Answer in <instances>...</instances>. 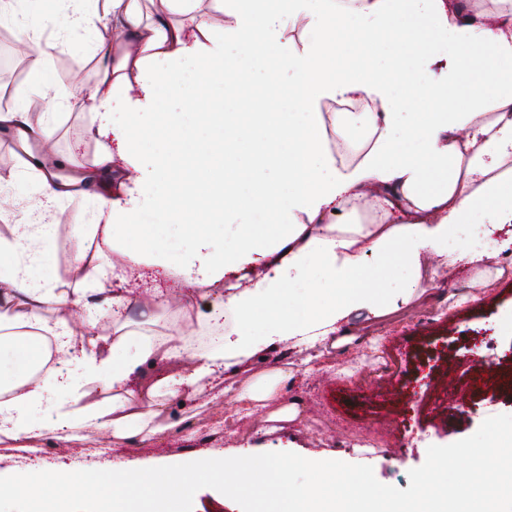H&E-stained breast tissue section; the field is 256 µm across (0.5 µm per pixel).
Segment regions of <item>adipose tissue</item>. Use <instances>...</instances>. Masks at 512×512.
Masks as SVG:
<instances>
[{
    "label": "adipose tissue",
    "mask_w": 512,
    "mask_h": 512,
    "mask_svg": "<svg viewBox=\"0 0 512 512\" xmlns=\"http://www.w3.org/2000/svg\"><path fill=\"white\" fill-rule=\"evenodd\" d=\"M199 0H172L188 23L152 12L147 0H87L59 12L55 0H0V23L18 5L31 16L61 17L64 33L90 30L112 16L111 56L91 89L75 86L69 108L93 115L101 145L98 172L123 165L128 175L100 199L102 247L78 244L71 263L104 304L116 308L112 333L88 339L66 322L48 323L44 308H87L85 296L35 277L19 255L26 237H48L50 224L22 212L11 238L0 237V352L24 353L0 402V444L70 438L99 425L126 448L169 428L160 399L189 402L245 376L237 400L268 421H290L293 407L271 410L294 374L273 367L254 375L261 355L343 344L351 317L379 319L427 291L420 270L463 265L480 279L512 262V9L463 12L460 0H220L221 36H214ZM304 29L302 50L293 33ZM42 27L19 40L30 60L32 94L48 104L57 81L42 48ZM139 85L138 99L119 87ZM429 111H419L421 99ZM178 103L161 112L159 100ZM361 101L362 112L322 113L323 101ZM490 111H481V104ZM366 145L362 159L337 162L328 130ZM365 205L377 218L343 224L335 216ZM158 214L187 241L171 258L167 241L147 219ZM490 237L492 249L449 248L456 232ZM231 245L215 251L217 238ZM125 267L146 264L183 278L176 298L191 314L192 293L217 284L223 306L206 350L189 351L183 334L155 341L120 316L126 296L109 286L110 254ZM55 340L68 372L47 368L41 337ZM175 363L171 375L141 380L148 366ZM112 386V405L64 409L77 379Z\"/></svg>",
    "instance_id": "1"
}]
</instances>
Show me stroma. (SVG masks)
<instances>
[{
	"instance_id": "obj_1",
	"label": "stroma",
	"mask_w": 512,
	"mask_h": 512,
	"mask_svg": "<svg viewBox=\"0 0 512 512\" xmlns=\"http://www.w3.org/2000/svg\"><path fill=\"white\" fill-rule=\"evenodd\" d=\"M104 35L101 29L72 33L69 50L52 54L61 99L51 108L30 97L29 60L14 59L0 69V97L7 100L6 110L25 101L36 110L35 124L53 131L56 152L65 160L59 173L66 179L93 169L91 154L99 149L98 141L85 133L90 114L70 110L65 98L72 87L70 72L85 70L91 84L109 66V59L96 51ZM28 158L17 149H0V193L23 205L34 203L40 193V175L27 167ZM96 193V188L84 191L76 186L62 195L48 218L59 226V233L37 244L43 272L51 274L59 289L71 293L84 286L82 279L69 275L72 232L94 223ZM421 279L428 291L418 304L391 312L377 323L355 320L353 343L326 350L313 372H306L303 354L284 349L256 360L254 370L275 365L296 375L282 402H298L301 414L280 428L262 433L257 418L242 412L228 415L232 399L228 393L184 406L169 400L164 409L171 427L165 435L116 448L106 431L88 425L66 441L39 440V447L46 450L40 465L47 471L63 463L75 471L141 469L160 466L170 458L190 462L203 453L220 458L228 448L276 452L291 440L311 459L336 455L351 464H366L383 484L407 489L410 470L424 463L429 446L472 435L488 412L512 414V392L496 388V359L512 354V333L495 330L496 323L512 316V265L485 287L477 285L474 271L461 266L442 275L428 264ZM119 288L133 299L146 291L171 297L180 282L144 266L129 274ZM221 294L218 286L200 292L188 327L176 306L145 314L130 310L129 323L150 338L185 327L191 346L201 348L207 341L208 316ZM460 360L476 363L471 382L476 393L468 397L461 413L447 408L441 384Z\"/></svg>"
}]
</instances>
